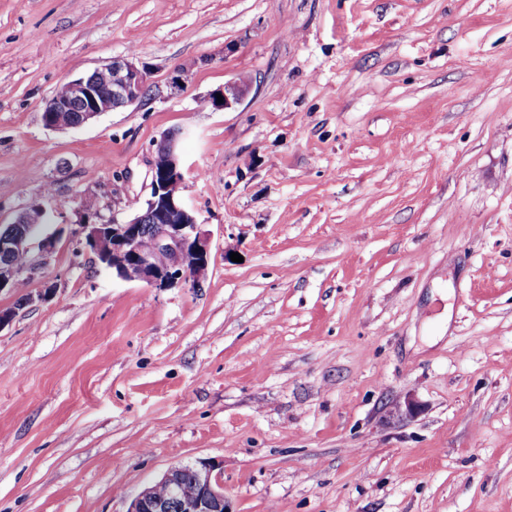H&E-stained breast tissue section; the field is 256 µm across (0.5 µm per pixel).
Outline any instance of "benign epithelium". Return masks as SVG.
<instances>
[{"mask_svg": "<svg viewBox=\"0 0 512 512\" xmlns=\"http://www.w3.org/2000/svg\"><path fill=\"white\" fill-rule=\"evenodd\" d=\"M102 71L116 76L109 81L108 94L101 93L98 74ZM68 93L50 98L43 110V122L49 129L80 127L105 112L132 105L142 99L149 87L148 74L120 59L73 79H66ZM248 82L237 79L224 84L220 96L210 98L216 109H228L245 94ZM55 112H76L78 119L64 125L53 120ZM178 134L167 133L156 143L155 155L165 158L163 166L151 167L150 192L144 208L132 218L105 219L98 211L82 209L85 216L77 234L98 258L105 260L112 274L127 281H140L151 288L184 286L194 288L207 269L210 259L208 239L199 231L196 215L184 205L180 188L184 175L176 149ZM50 215L41 205L22 212L17 223L20 230L0 234V292L13 289L33 263L23 267L11 263L16 253H30L31 241L42 235L36 231L49 224ZM153 226L152 244L147 249L138 246L146 226ZM190 475L196 493L181 498L178 489L184 475ZM127 512H228L224 499V479L221 468L211 461H196L170 468L154 484L145 487L132 500Z\"/></svg>", "mask_w": 512, "mask_h": 512, "instance_id": "1", "label": "benign epithelium"}]
</instances>
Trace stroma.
<instances>
[{
  "mask_svg": "<svg viewBox=\"0 0 512 512\" xmlns=\"http://www.w3.org/2000/svg\"><path fill=\"white\" fill-rule=\"evenodd\" d=\"M115 58L151 94L46 128ZM168 132L196 288L76 233L86 198L143 205ZM34 204L0 512H127L198 460L229 512H512V0H0V227ZM248 82L242 79H236L233 82L224 84L223 90L219 93L223 98V103H218L217 95L210 98V102L215 109H228L237 104L245 94Z\"/></svg>",
  "mask_w": 512,
  "mask_h": 512,
  "instance_id": "35a3bbf8",
  "label": "stroma"
}]
</instances>
